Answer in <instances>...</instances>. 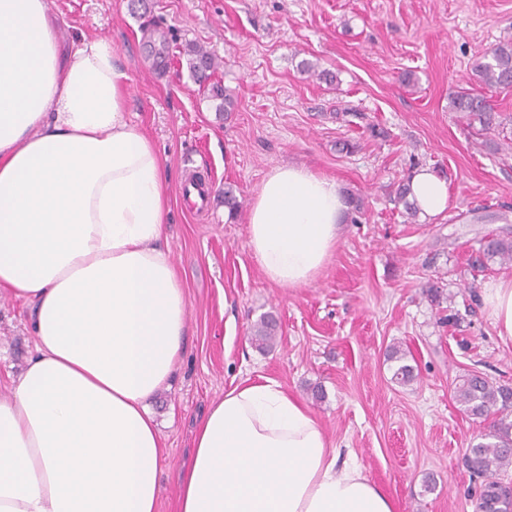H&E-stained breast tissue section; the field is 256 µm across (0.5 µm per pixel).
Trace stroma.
Returning <instances> with one entry per match:
<instances>
[{
    "label": "stroma",
    "instance_id": "obj_1",
    "mask_svg": "<svg viewBox=\"0 0 512 512\" xmlns=\"http://www.w3.org/2000/svg\"><path fill=\"white\" fill-rule=\"evenodd\" d=\"M62 44L111 42L129 77L128 112L165 164L167 247L189 304L184 357L150 402L169 453L157 512H176L199 419L235 386L274 381L352 451L396 512H474L479 478L465 453L487 420L457 402L475 371L512 387L483 286L512 262L473 268L487 241L512 236V89L473 65L512 42V0H47ZM207 50L219 114L185 51ZM411 83H403L404 73ZM487 97L502 127L451 111V93ZM335 179L360 208L320 272L300 288L269 281L248 247L246 216L271 168ZM426 168L448 187L444 214L406 220L398 183ZM203 174L189 211L181 189ZM232 187L241 206L224 205ZM277 342L251 340L261 316ZM31 308L0 292V400L33 352ZM417 373L392 378L393 350ZM324 397L315 400L313 388ZM436 488L423 489L425 478Z\"/></svg>",
    "mask_w": 512,
    "mask_h": 512
}]
</instances>
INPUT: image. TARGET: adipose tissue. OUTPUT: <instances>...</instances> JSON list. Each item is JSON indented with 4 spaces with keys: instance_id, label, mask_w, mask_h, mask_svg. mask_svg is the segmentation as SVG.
<instances>
[{
    "instance_id": "obj_1",
    "label": "adipose tissue",
    "mask_w": 512,
    "mask_h": 512,
    "mask_svg": "<svg viewBox=\"0 0 512 512\" xmlns=\"http://www.w3.org/2000/svg\"><path fill=\"white\" fill-rule=\"evenodd\" d=\"M112 45L62 46L47 0H0V289L31 305L33 354L0 400V512H157L166 446L150 408L185 350L189 306L168 251L164 164L126 116ZM409 198L448 207L426 169ZM349 205L340 184L273 167L248 247L284 288L309 284ZM483 299L512 342V279ZM177 512H395L306 406L237 386L199 420Z\"/></svg>"
}]
</instances>
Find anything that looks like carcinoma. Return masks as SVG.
I'll list each match as a JSON object with an SVG mask.
<instances>
[{"instance_id": "1", "label": "carcinoma", "mask_w": 512, "mask_h": 512, "mask_svg": "<svg viewBox=\"0 0 512 512\" xmlns=\"http://www.w3.org/2000/svg\"><path fill=\"white\" fill-rule=\"evenodd\" d=\"M188 68L198 81H205L215 69L214 58L200 47L188 49ZM473 70L489 88H512V42L499 43L477 61ZM450 107L464 114L469 123H477L483 130L501 125L499 115L488 100L469 91H457L450 96ZM486 262L495 259L512 261V239L494 238L483 250ZM255 340L268 346L275 339V331L267 319L255 326ZM406 354L396 350L391 360L396 362L392 378L399 384L415 379V368L405 362ZM456 399L464 410L476 417L498 416L489 430L480 435L466 457V466L474 476L482 478L475 491V512H509L512 502L506 500L504 486L497 480V473L512 466V421L504 412L512 408V389L497 386L485 377L468 374L456 387Z\"/></svg>"}]
</instances>
